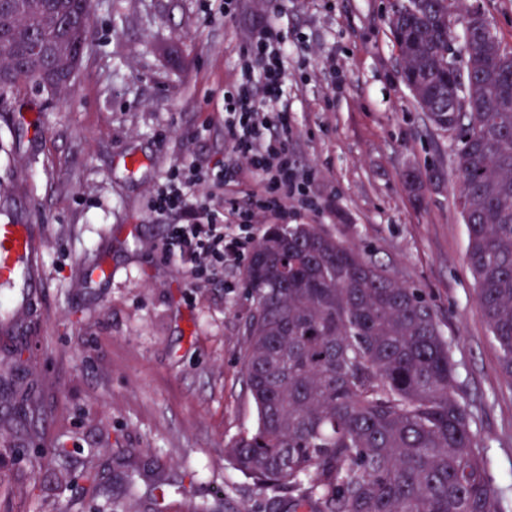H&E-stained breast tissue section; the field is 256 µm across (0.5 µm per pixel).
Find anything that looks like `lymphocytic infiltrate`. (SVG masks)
<instances>
[{"label":"lymphocytic infiltrate","instance_id":"obj_1","mask_svg":"<svg viewBox=\"0 0 512 512\" xmlns=\"http://www.w3.org/2000/svg\"><path fill=\"white\" fill-rule=\"evenodd\" d=\"M287 57L288 43L280 29L271 24L261 27L245 44L238 80L224 92V134L232 151L245 161L249 175L267 194L266 211L275 215L287 213L293 199L306 209L317 206L288 163V122L277 108L285 96ZM234 176L228 169L214 172L194 163L186 175L169 176L155 189L154 217L170 224L163 250L170 257H191L193 276L215 272L227 258L242 257L251 247V238L235 235L234 225L225 224L224 216L232 214L236 225L243 226L253 222L252 209L211 210L187 192L188 186L220 185Z\"/></svg>","mask_w":512,"mask_h":512}]
</instances>
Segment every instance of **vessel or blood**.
<instances>
[{
	"instance_id": "1",
	"label": "vessel or blood",
	"mask_w": 512,
	"mask_h": 512,
	"mask_svg": "<svg viewBox=\"0 0 512 512\" xmlns=\"http://www.w3.org/2000/svg\"><path fill=\"white\" fill-rule=\"evenodd\" d=\"M44 240V227L32 223L29 210H22L14 223H0V288L11 295L9 308L0 311L1 333L22 322L37 299Z\"/></svg>"
}]
</instances>
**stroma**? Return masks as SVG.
Segmentation results:
<instances>
[{"label": "stroma", "mask_w": 512, "mask_h": 512, "mask_svg": "<svg viewBox=\"0 0 512 512\" xmlns=\"http://www.w3.org/2000/svg\"><path fill=\"white\" fill-rule=\"evenodd\" d=\"M392 0H95L93 38L75 83L46 106L25 158L13 150L33 95L0 105V184L45 225L44 283L25 327L0 335V363L24 348L16 390L42 402L37 440L5 439L0 512H115L93 480H116L135 456L141 496L153 470L178 480L166 512L231 499L264 512V497L224 461L255 426L241 370L254 304L243 263L197 280L168 258L166 224L151 215L172 169L241 167L224 137V91L246 37L262 21L288 35V159L314 211L289 202L287 221L315 224L424 291L456 364V391L478 413L487 473L512 501V384L480 312L465 264L467 228L453 201L454 140L436 131L401 81L386 16ZM214 19L205 22V11ZM435 175L422 201L408 168ZM248 184L205 183L212 208H254L261 237L273 216ZM111 265L108 278L89 272ZM70 451L73 480L56 485L44 462Z\"/></svg>", "instance_id": "35a3bbf8"}]
</instances>
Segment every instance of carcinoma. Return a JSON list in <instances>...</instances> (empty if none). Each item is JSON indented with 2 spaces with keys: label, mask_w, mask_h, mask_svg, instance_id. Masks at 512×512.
<instances>
[{
  "label": "carcinoma",
  "mask_w": 512,
  "mask_h": 512,
  "mask_svg": "<svg viewBox=\"0 0 512 512\" xmlns=\"http://www.w3.org/2000/svg\"><path fill=\"white\" fill-rule=\"evenodd\" d=\"M460 0H396L387 25L402 79L436 130L456 142L454 204L465 261L512 380V48ZM92 0H0V103L23 89L56 98L92 38ZM462 45L455 69L448 43ZM245 386L256 425L225 449L272 492L267 512H506L486 472L473 413L454 390L451 345L423 291L321 231L273 224L243 270ZM42 408L23 398L18 418ZM68 451L46 466L68 483ZM160 475L147 510L162 512ZM121 497L141 504L133 473Z\"/></svg>",
  "instance_id": "obj_1"
}]
</instances>
